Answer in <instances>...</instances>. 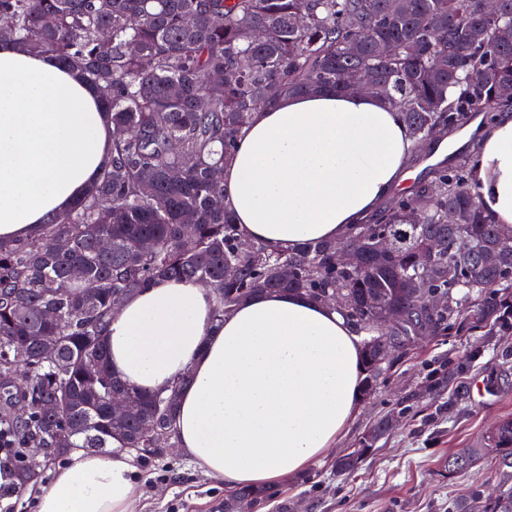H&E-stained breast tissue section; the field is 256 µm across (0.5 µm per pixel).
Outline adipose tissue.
<instances>
[{"instance_id":"1","label":"adipose tissue","mask_w":512,"mask_h":512,"mask_svg":"<svg viewBox=\"0 0 512 512\" xmlns=\"http://www.w3.org/2000/svg\"><path fill=\"white\" fill-rule=\"evenodd\" d=\"M111 131L80 71L0 45V238L29 236L86 194ZM477 139L472 181L496 223L512 225V113ZM411 146L384 99L276 96L224 163V206L244 237L272 246L339 240L408 178ZM104 342L124 383L177 390L183 455L229 491L280 484L333 448L365 380L355 325L303 293H255L217 324L205 288L158 279L115 309ZM32 497L37 512H137L132 458L79 452Z\"/></svg>"}]
</instances>
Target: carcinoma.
I'll use <instances>...</instances> for the list:
<instances>
[{
    "label": "carcinoma",
    "instance_id": "1",
    "mask_svg": "<svg viewBox=\"0 0 512 512\" xmlns=\"http://www.w3.org/2000/svg\"><path fill=\"white\" fill-rule=\"evenodd\" d=\"M510 24L512 0H497L492 12L485 0H0V44L51 52L80 70L114 129L111 159L89 194L49 215L33 238L0 240V419L15 430L0 455L16 460L15 487L45 476L46 468L33 475L27 466L34 448L46 449L53 464L76 450L110 448L114 439L157 461L164 446H176L177 391L146 395L118 382L103 346L112 297L159 278L207 288L217 321L259 291H301L322 302L336 292L359 296L342 314L368 335L369 392L413 336L512 332V226L486 212L470 157L430 166L431 178L392 193L375 217L350 227L345 239L364 237L367 248L346 267L332 262L335 241L288 252L244 238L214 177L272 98L270 88L345 93L368 78L412 133L411 166L422 163L438 129L457 131L474 116L512 109L499 94L512 87V43L496 38ZM476 70L484 72L480 82L470 79ZM450 210L456 225L448 224ZM431 237L440 246L429 254ZM461 237L472 251L459 250ZM101 238L110 250L99 248ZM383 239L389 245L380 249ZM432 293L448 305L428 311ZM393 307L404 322L382 332ZM19 368L25 384L17 388ZM114 391L125 395L130 417H109ZM19 397L33 410L16 418L10 406ZM387 426L371 427L336 470L354 471ZM483 461L504 498L483 500L481 512H512L511 416L448 474ZM242 498L267 507L278 493L236 490L216 512H235Z\"/></svg>",
    "mask_w": 512,
    "mask_h": 512
}]
</instances>
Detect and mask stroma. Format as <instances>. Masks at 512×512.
I'll list each match as a JSON object with an SVG mask.
<instances>
[{
	"mask_svg": "<svg viewBox=\"0 0 512 512\" xmlns=\"http://www.w3.org/2000/svg\"><path fill=\"white\" fill-rule=\"evenodd\" d=\"M485 388L476 402L470 385ZM410 412L384 435L351 474L331 469L396 403ZM512 415V335L445 336L413 342L395 373L379 381L346 432L299 478L280 484L288 512H450L476 486L494 493L484 466L448 476L440 465L448 454L478 445L503 417ZM139 512H215L224 484L184 457L134 458Z\"/></svg>",
	"mask_w": 512,
	"mask_h": 512,
	"instance_id": "1",
	"label": "stroma"
}]
</instances>
